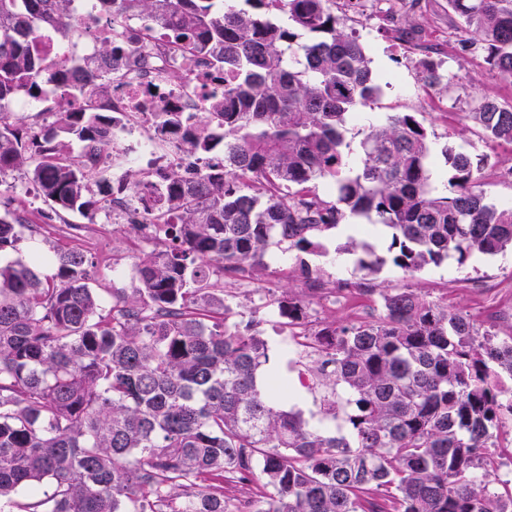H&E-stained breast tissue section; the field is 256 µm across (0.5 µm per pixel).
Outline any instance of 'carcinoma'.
Returning a JSON list of instances; mask_svg holds the SVG:
<instances>
[{
	"label": "carcinoma",
	"instance_id": "cac0c4a2",
	"mask_svg": "<svg viewBox=\"0 0 512 512\" xmlns=\"http://www.w3.org/2000/svg\"><path fill=\"white\" fill-rule=\"evenodd\" d=\"M74 0H0V104L43 96L52 79L108 94L116 49L72 73L45 74L40 30L74 34ZM98 0L103 18L162 23L224 77V99L193 121L155 112L189 159L163 175L162 206L137 224L153 244L132 265L136 287L112 289L102 308L83 251L0 264V512H239L224 484L257 483L249 512H512L487 452L512 423V339L480 331L468 313L410 288L380 291L378 316L322 324L308 333V295L324 289L303 258L324 234L362 215L391 234L388 257L363 243L357 293L386 261L408 274L512 248V205L486 200L485 159L441 154L448 190L432 179L426 128L410 113L369 125L359 161L342 149L357 106L381 87L360 37L332 0ZM469 34L460 50L484 54L512 76V0H448ZM288 12L308 43L269 18ZM424 84L448 92V73L428 54ZM56 120L31 133L0 111V182L25 172L59 218L88 215L112 195L89 159L112 144V117L75 112L55 99ZM472 119L493 144L512 145V103L481 97ZM68 136L87 159L65 160ZM224 143V156L211 163ZM317 181L333 187L322 198ZM15 198L0 195V253L17 250ZM296 253L307 287L272 300L282 328L303 330L292 347L298 384L270 365L259 321L224 299V279L269 269L268 246ZM320 393L312 422L286 405L299 388ZM26 494L29 501L18 499Z\"/></svg>",
	"mask_w": 512,
	"mask_h": 512
}]
</instances>
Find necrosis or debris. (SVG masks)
<instances>
[{
  "mask_svg": "<svg viewBox=\"0 0 512 512\" xmlns=\"http://www.w3.org/2000/svg\"><path fill=\"white\" fill-rule=\"evenodd\" d=\"M77 6L80 28L66 46H59L51 31L44 32L38 44L50 66L61 57L80 63L92 57L96 44L103 40L121 49L112 63L109 101L100 102L87 90L74 99L76 111L91 108L112 115V156L95 158L94 168L111 167L113 183L121 185L131 171L148 181L184 167L180 141L160 136L151 114L161 108L192 114L207 111L210 102L223 93V84L214 82L207 66L172 45L157 28L129 16L101 19L95 0H77Z\"/></svg>",
  "mask_w": 512,
  "mask_h": 512,
  "instance_id": "1",
  "label": "necrosis or debris"
}]
</instances>
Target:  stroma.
Returning a JSON list of instances; mask_svg holds the SVG:
<instances>
[{
	"label": "stroma",
	"mask_w": 512,
	"mask_h": 512,
	"mask_svg": "<svg viewBox=\"0 0 512 512\" xmlns=\"http://www.w3.org/2000/svg\"><path fill=\"white\" fill-rule=\"evenodd\" d=\"M331 7L347 28L360 34L381 87L379 97L369 106L356 107L355 117L348 120L344 130L347 154L354 157L359 152L366 131L364 116L406 112L426 128L434 151L452 146L486 157L480 188L487 200H512V147L490 143L483 128L469 116L476 98L487 96L511 102L512 77L492 71L483 54L460 50L458 41L462 34L457 28V17L448 9V0H333ZM408 25L418 30V43L383 34L384 29ZM426 46L433 47L436 60L442 62L448 73L451 87L446 94L433 93L422 81L418 60ZM28 187L20 172L0 185V193L16 196L19 210L29 223L38 227L37 233L23 235L16 253L2 254L0 260L7 262L16 255L26 260L37 255L49 257L57 247H75L86 252L100 276L104 285L99 294L102 306L111 305L112 289L134 287L130 269L138 250L144 246L134 226L113 223L111 215L100 210L90 217L72 214L64 221L46 219L47 204L30 195ZM363 222V217H350L353 231L336 226L323 238L324 253L308 255L309 264L319 269L325 283L361 281L363 273L358 260L362 255L360 243L366 238L360 231ZM74 224L83 226L82 236L71 233ZM266 259L270 268L261 279L226 281V300L235 310L254 313L260 320L273 364L293 380L297 371L281 352V336L270 299L283 286L300 292L304 285L295 277L294 253L273 244ZM117 265L124 267L123 275L113 274ZM374 281L382 288H409L464 308L481 321L492 319L499 338L512 337V250L494 256L477 254L462 265H431L411 275L388 262ZM373 306V301L354 292L316 299L309 305L307 327L316 329L325 320L354 322L367 317Z\"/></svg>",
	"instance_id": "1"
}]
</instances>
